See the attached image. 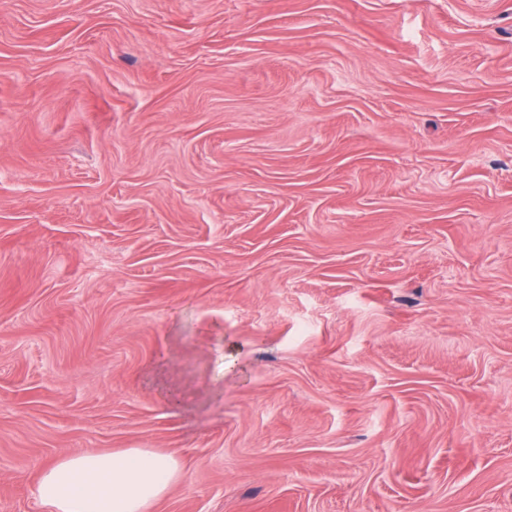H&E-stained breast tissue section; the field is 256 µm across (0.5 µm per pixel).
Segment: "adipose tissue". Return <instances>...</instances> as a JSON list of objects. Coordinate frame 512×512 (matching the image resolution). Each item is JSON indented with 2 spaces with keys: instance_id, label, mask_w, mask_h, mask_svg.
Listing matches in <instances>:
<instances>
[{
  "instance_id": "obj_1",
  "label": "adipose tissue",
  "mask_w": 512,
  "mask_h": 512,
  "mask_svg": "<svg viewBox=\"0 0 512 512\" xmlns=\"http://www.w3.org/2000/svg\"><path fill=\"white\" fill-rule=\"evenodd\" d=\"M178 475L170 455L88 450L41 466L36 494L51 512H151Z\"/></svg>"
}]
</instances>
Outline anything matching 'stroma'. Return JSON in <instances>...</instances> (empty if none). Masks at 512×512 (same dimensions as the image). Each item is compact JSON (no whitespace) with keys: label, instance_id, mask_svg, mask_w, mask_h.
<instances>
[{"label":"stroma","instance_id":"obj_1","mask_svg":"<svg viewBox=\"0 0 512 512\" xmlns=\"http://www.w3.org/2000/svg\"><path fill=\"white\" fill-rule=\"evenodd\" d=\"M512 512V0H0V512ZM178 475L172 455L87 450L41 466L36 494L52 512H149Z\"/></svg>","mask_w":512,"mask_h":512}]
</instances>
